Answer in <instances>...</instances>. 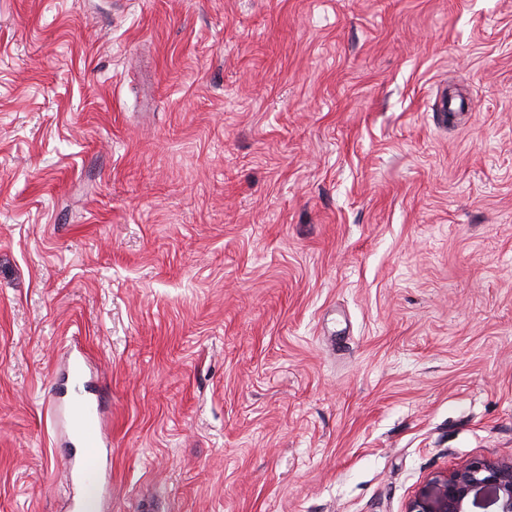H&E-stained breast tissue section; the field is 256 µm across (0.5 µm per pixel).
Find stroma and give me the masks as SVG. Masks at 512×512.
Instances as JSON below:
<instances>
[{"label": "stroma", "mask_w": 512, "mask_h": 512, "mask_svg": "<svg viewBox=\"0 0 512 512\" xmlns=\"http://www.w3.org/2000/svg\"><path fill=\"white\" fill-rule=\"evenodd\" d=\"M112 447L62 473L72 342ZM512 458V0H0V512H406Z\"/></svg>", "instance_id": "35a3bbf8"}]
</instances>
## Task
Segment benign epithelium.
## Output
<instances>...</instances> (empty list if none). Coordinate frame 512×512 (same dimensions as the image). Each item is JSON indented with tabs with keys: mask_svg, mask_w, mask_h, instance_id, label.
Listing matches in <instances>:
<instances>
[{
	"mask_svg": "<svg viewBox=\"0 0 512 512\" xmlns=\"http://www.w3.org/2000/svg\"><path fill=\"white\" fill-rule=\"evenodd\" d=\"M512 512V459H475L422 482L406 512Z\"/></svg>",
	"mask_w": 512,
	"mask_h": 512,
	"instance_id": "7a95c632",
	"label": "benign epithelium"
}]
</instances>
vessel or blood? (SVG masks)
<instances>
[{
	"label": "vessel or blood",
	"instance_id": "b4317fda",
	"mask_svg": "<svg viewBox=\"0 0 512 512\" xmlns=\"http://www.w3.org/2000/svg\"><path fill=\"white\" fill-rule=\"evenodd\" d=\"M92 370L81 347H71L67 353L66 380L58 392L68 416V428L75 442L83 448H96L101 443L102 407L87 391Z\"/></svg>",
	"mask_w": 512,
	"mask_h": 512
}]
</instances>
